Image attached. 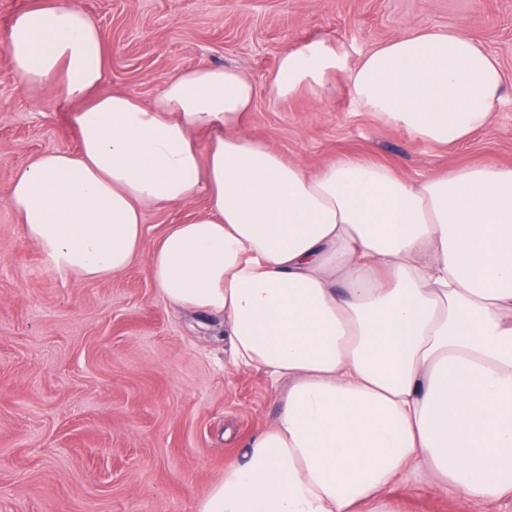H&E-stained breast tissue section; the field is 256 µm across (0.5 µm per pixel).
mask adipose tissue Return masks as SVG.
Returning a JSON list of instances; mask_svg holds the SVG:
<instances>
[{"mask_svg":"<svg viewBox=\"0 0 512 512\" xmlns=\"http://www.w3.org/2000/svg\"><path fill=\"white\" fill-rule=\"evenodd\" d=\"M5 47L20 84L56 87L76 150L33 156L8 202L48 267L103 279L144 260L159 297L223 317L239 372L278 405L197 512H389L395 483L462 503L512 497V167L411 180L341 157L310 171L244 133L256 88L202 66L147 102L98 94L101 29L39 0ZM452 146L490 125L504 74L456 32L409 33L358 61L285 50L276 99L322 94ZM205 209L145 248L146 210Z\"/></svg>","mask_w":512,"mask_h":512,"instance_id":"1","label":"adipose tissue"}]
</instances>
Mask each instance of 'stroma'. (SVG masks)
Listing matches in <instances>:
<instances>
[{
	"instance_id": "35a3bbf8",
	"label": "stroma",
	"mask_w": 512,
	"mask_h": 512,
	"mask_svg": "<svg viewBox=\"0 0 512 512\" xmlns=\"http://www.w3.org/2000/svg\"><path fill=\"white\" fill-rule=\"evenodd\" d=\"M107 48L104 94L150 100L198 66L240 69L257 96L244 131L314 169L332 159L390 165L417 179L512 165V0H84ZM455 30L506 74L493 120L454 147L412 138L351 102L344 78L321 95L275 99L280 54L325 39L351 60L414 31ZM56 89L18 81L0 46V512H196L277 404L265 375L235 373L219 320L177 311L139 261L105 279L49 271L7 203L32 155L75 149ZM196 195L144 214L145 244L204 210ZM394 512H512L460 507L450 491L399 484Z\"/></svg>"
}]
</instances>
